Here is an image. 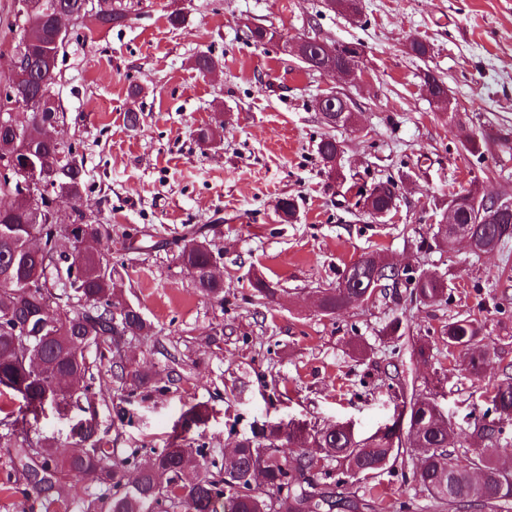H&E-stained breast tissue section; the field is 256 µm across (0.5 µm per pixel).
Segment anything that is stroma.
Here are the masks:
<instances>
[{
    "label": "stroma",
    "mask_w": 512,
    "mask_h": 512,
    "mask_svg": "<svg viewBox=\"0 0 512 512\" xmlns=\"http://www.w3.org/2000/svg\"><path fill=\"white\" fill-rule=\"evenodd\" d=\"M124 2L126 26L70 25L56 68L64 132L84 164V204L110 224L112 258L122 264L113 285L154 326L120 344L153 374L150 392L128 396L107 371L94 382V425L113 459L136 448L147 464L194 406L208 415L184 437L206 448L198 461L206 469L262 426L294 422L312 433L347 423L364 439L424 395L468 460L475 420L496 416L487 384L512 365V243L477 256L462 242L431 245V227L449 192L512 198V0H361L355 19L327 0ZM176 7L177 27L168 21ZM255 25L358 45V80L310 69L275 43L253 44L246 30ZM415 40L429 45L428 57L410 53ZM202 52L217 60L213 74L194 68ZM428 71L447 85L451 111L427 94ZM328 90L350 101L352 125L323 123L314 100ZM131 109L139 127L126 122ZM219 118L221 141L201 145L198 128ZM328 134L343 150L334 180L318 153ZM471 135L480 155L464 148ZM387 180L397 207L371 219L362 195ZM288 196L297 201L289 222L278 210ZM192 228L217 255L223 302L203 296L178 259ZM372 251L413 274L442 276L446 299L415 301L402 281L339 313L319 311L322 292ZM259 278L274 297L254 289ZM460 315L482 319L496 353L478 375L448 355L443 330ZM83 417L48 403L32 430L63 451ZM13 454L0 443V512H44L24 494ZM415 465L401 454L368 481L331 457L319 470L369 501L368 512H448L415 482Z\"/></svg>",
    "instance_id": "stroma-1"
}]
</instances>
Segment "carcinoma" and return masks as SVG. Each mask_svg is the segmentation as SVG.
<instances>
[{
	"instance_id": "1",
	"label": "carcinoma",
	"mask_w": 512,
	"mask_h": 512,
	"mask_svg": "<svg viewBox=\"0 0 512 512\" xmlns=\"http://www.w3.org/2000/svg\"><path fill=\"white\" fill-rule=\"evenodd\" d=\"M84 0H43L40 12L18 10L21 32L8 55L0 61L39 71L41 84L18 81L0 87V168L18 170L29 161L41 162L46 171L43 188L36 190L42 208L46 198L64 194L74 201L70 216L71 233L60 232L52 214L36 219L37 209L27 202L0 211V397L9 393L22 398L12 420L13 429L6 445L15 449L12 469L22 477L24 491L44 503L56 500V486L64 476L82 475L106 488L102 499L107 512H360L364 503L336 490V485L315 478L313 458L304 454L281 455L283 442L303 447L311 442L326 456L336 459L352 476L373 478L390 462L410 449L419 457L414 472L417 484L434 500L463 512L479 509L497 512L500 504L512 501V469L494 460L500 428L477 423L473 434L483 446L462 464L448 450L454 431L428 397L410 401L409 429L402 432L401 419L367 439L356 438L351 427L336 425L309 434L300 429L285 432L281 425H268L251 438L240 441L229 456L212 463L213 470L202 474L192 469L190 457L206 455L202 448H191L177 434L164 448L152 450V463L138 471L132 481L127 469L137 466L140 449L132 448L118 461L112 449L104 447L92 422L84 420L72 428L70 450L61 455L47 439H33L31 419L42 410L46 397L69 405L85 401L92 405L93 362L87 356L92 346L105 351L119 346L125 335L146 336L151 324L139 307L115 294L112 289V250L78 251L77 243L91 239L111 241L101 224L84 223V170L74 143L62 136L52 140L47 129L59 121L56 112L11 111L12 101H25L42 91H55L56 63L43 59L44 46L53 34L56 12L74 14ZM129 17L122 3L107 4L93 14L97 27H119ZM324 164L336 162L340 143L325 136L318 145ZM373 197L374 210L390 213L396 207L389 187ZM455 205L457 224L433 233L435 242L449 247L457 235L468 234L474 241V255L493 253L512 240V214L488 222H475L468 198L458 192L449 196ZM178 258L202 295L224 300V283L212 273L217 257L209 243L195 231L184 235ZM381 276L382 288L405 279L412 285V296L424 304L445 297L444 280L431 274L413 276L384 266L380 253L361 255L344 270L334 288L326 290L320 306L334 314L361 302L362 285ZM61 289L57 294L54 289ZM119 327H114V312ZM484 325L471 316L448 320L445 328L448 354L460 366L480 371L491 353L484 343ZM115 377L133 396L151 387L152 376L139 365L116 362ZM499 422L512 421V375L494 380L490 390ZM260 471L267 491L252 488L247 474Z\"/></svg>"
}]
</instances>
